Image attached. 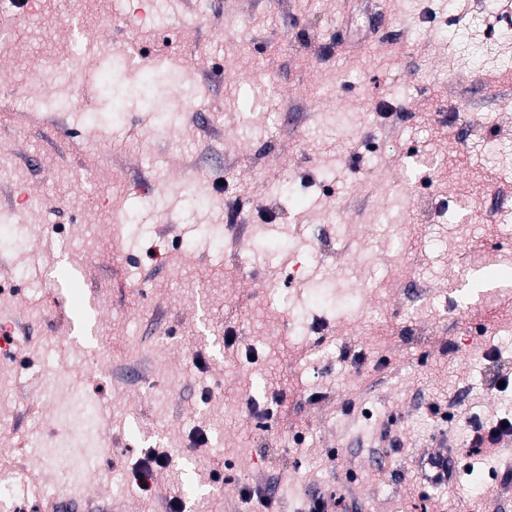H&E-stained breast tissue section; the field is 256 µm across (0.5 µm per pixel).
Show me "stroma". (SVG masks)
Listing matches in <instances>:
<instances>
[{"label":"stroma","mask_w":512,"mask_h":512,"mask_svg":"<svg viewBox=\"0 0 512 512\" xmlns=\"http://www.w3.org/2000/svg\"><path fill=\"white\" fill-rule=\"evenodd\" d=\"M0 477L8 512H512V68L462 0H0ZM93 95L72 104L86 43ZM138 49L113 98L110 57ZM157 80L158 124L136 81ZM65 124L45 122L47 111ZM223 183L204 206L192 195ZM40 197L28 207L24 197ZM496 256L472 291L465 253ZM65 299L56 311L55 299ZM233 327L213 354L199 336ZM94 469L56 456L80 422ZM281 401L248 425L251 403ZM205 430L209 442L191 437ZM44 436L27 447L30 434ZM448 454L429 482L427 458ZM224 478L213 481L211 472ZM506 422V426H502ZM470 451L473 455H479L494 448L504 434H512V421L500 419L494 422L479 423L472 426ZM171 466L170 456L165 453L151 452L148 457L135 464L131 469V477L145 497H151L158 492V474ZM143 478V481H140ZM146 484V487H141Z\"/></svg>","instance_id":"stroma-1"}]
</instances>
